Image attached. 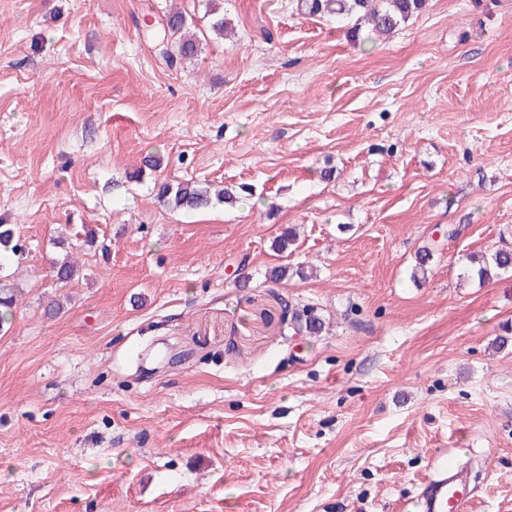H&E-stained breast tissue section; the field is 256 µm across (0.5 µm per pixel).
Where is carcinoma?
Listing matches in <instances>:
<instances>
[{"label":"carcinoma","mask_w":512,"mask_h":512,"mask_svg":"<svg viewBox=\"0 0 512 512\" xmlns=\"http://www.w3.org/2000/svg\"><path fill=\"white\" fill-rule=\"evenodd\" d=\"M425 3L426 0H298V8L310 15L326 14L338 19H354L347 35L354 42H364L374 36L391 34L420 12ZM189 25L191 22L186 15L173 12L166 16L160 31L153 35L156 50L166 64L173 66L178 61L197 54L198 44L187 37ZM157 198L176 209L190 210L208 208L215 200L229 204L236 201V197L227 189L214 198L208 187L195 181L161 183L157 186ZM2 251H9L14 255L19 251V245L14 243V229L10 224H0V252ZM434 252V246L430 244L417 253L413 278L428 273ZM474 272L482 282L493 277L511 276L512 249L501 247L483 255ZM15 303L13 291L0 288L1 324L8 321ZM293 321L300 331L308 333L320 331L323 325L322 319L310 308L293 313Z\"/></svg>","instance_id":"obj_1"}]
</instances>
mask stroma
<instances>
[{"instance_id":"1","label":"stroma","mask_w":512,"mask_h":512,"mask_svg":"<svg viewBox=\"0 0 512 512\" xmlns=\"http://www.w3.org/2000/svg\"><path fill=\"white\" fill-rule=\"evenodd\" d=\"M174 9L199 48L170 68L141 28ZM349 26L297 0H0V512H417L441 454L470 512H512V276L460 277L512 248V0ZM158 180L253 193L185 212ZM306 306L321 333L282 320Z\"/></svg>"}]
</instances>
